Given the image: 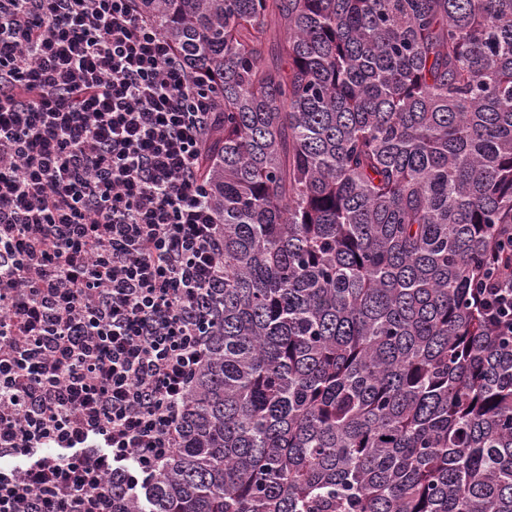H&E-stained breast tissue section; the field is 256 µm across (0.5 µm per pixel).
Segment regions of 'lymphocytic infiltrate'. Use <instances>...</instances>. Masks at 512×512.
Listing matches in <instances>:
<instances>
[{"label":"lymphocytic infiltrate","mask_w":512,"mask_h":512,"mask_svg":"<svg viewBox=\"0 0 512 512\" xmlns=\"http://www.w3.org/2000/svg\"><path fill=\"white\" fill-rule=\"evenodd\" d=\"M217 106L138 0H0V512H112L176 448L224 285ZM480 293L512 333V277Z\"/></svg>","instance_id":"lymphocytic-infiltrate-1"}]
</instances>
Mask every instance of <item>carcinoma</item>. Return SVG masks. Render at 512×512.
Returning a JSON list of instances; mask_svg holds the SVG:
<instances>
[{
  "mask_svg": "<svg viewBox=\"0 0 512 512\" xmlns=\"http://www.w3.org/2000/svg\"><path fill=\"white\" fill-rule=\"evenodd\" d=\"M221 104L224 293L112 512H512V0H139ZM477 288L490 306V315L497 318L498 328L512 334V277H498Z\"/></svg>",
  "mask_w": 512,
  "mask_h": 512,
  "instance_id": "cac0c4a2",
  "label": "carcinoma"
}]
</instances>
